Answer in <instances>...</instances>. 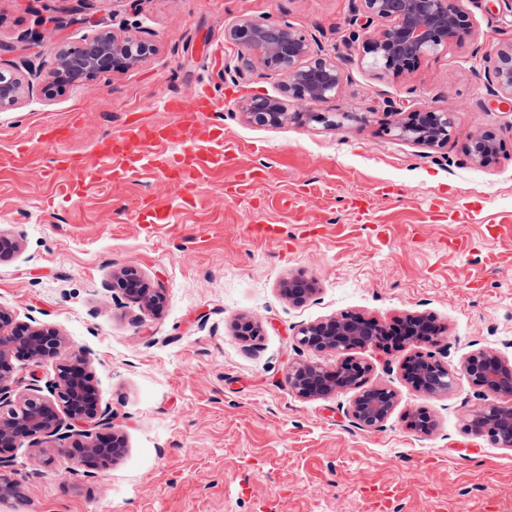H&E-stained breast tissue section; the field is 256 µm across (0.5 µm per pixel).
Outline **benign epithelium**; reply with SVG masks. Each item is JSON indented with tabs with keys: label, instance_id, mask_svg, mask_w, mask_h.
I'll list each match as a JSON object with an SVG mask.
<instances>
[{
	"label": "benign epithelium",
	"instance_id": "7a95c632",
	"mask_svg": "<svg viewBox=\"0 0 512 512\" xmlns=\"http://www.w3.org/2000/svg\"><path fill=\"white\" fill-rule=\"evenodd\" d=\"M358 16L351 25V42H361L360 59L382 78H398L409 73L426 56L448 52V44L462 33L473 32L474 23L461 0H359ZM238 46L236 70L259 67L284 79L288 98L306 108L290 112L278 99L252 97L239 105L247 120L258 126L277 127L290 120L319 122L336 127L341 122L331 112H315L313 107L339 96L343 73L336 57L314 50L301 31L288 24L242 18L227 32ZM154 52L150 42L120 36L110 30H98L75 46L62 48L53 63L43 92L51 97L59 88L87 84L102 72H123ZM495 96L512 103V40L498 45L493 56L484 59ZM33 88L15 73L0 69V112L14 107ZM390 112L399 116L394 137L429 148L448 144L454 128L453 99L439 109H406L393 101ZM497 154L495 136L487 131L475 133L467 145V155L478 166L490 164ZM112 287L146 308L155 310L164 300L162 287L145 288L139 273L125 269L112 274ZM282 293L295 303H303L315 292L313 279L303 274L282 283ZM407 340L420 347H439L440 328L425 312L406 318ZM385 325L377 320L353 314L329 317L301 327L299 345L317 352H332L336 357L360 347H377L386 335ZM23 358L38 366L58 361L56 380L43 388L36 379L15 375L12 360ZM86 354L71 349L64 336L50 327H31L14 322L0 308V466L9 462V454L26 439L39 448L45 443L64 441L58 455L69 463L67 471L77 467L92 469L106 466L122 456L126 448L123 435L112 432L109 438L97 436L91 428L112 427V411L101 407L93 384ZM461 371L469 382L493 400L474 411L467 429L498 448L512 449V361L497 351L478 348L461 362ZM369 366L346 359L329 369L320 363H297L288 369L289 388L306 399H319L346 389H355L349 415L366 430L379 428L397 403L395 391L367 385ZM405 381L427 394L448 392L455 373L430 354H417L406 366ZM87 428L75 432L72 424Z\"/></svg>",
	"mask_w": 512,
	"mask_h": 512
}]
</instances>
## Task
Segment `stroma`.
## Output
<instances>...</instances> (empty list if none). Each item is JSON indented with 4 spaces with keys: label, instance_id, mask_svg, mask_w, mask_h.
Wrapping results in <instances>:
<instances>
[{
    "label": "stroma",
    "instance_id": "stroma-1",
    "mask_svg": "<svg viewBox=\"0 0 512 512\" xmlns=\"http://www.w3.org/2000/svg\"><path fill=\"white\" fill-rule=\"evenodd\" d=\"M464 4L473 34L413 72L380 79L345 64L342 93L322 109L367 120L336 128L249 123L240 102L282 97V79L236 73L238 48L224 32L244 17L288 23L325 52L355 57L348 21L358 0H0V67L21 75L30 64L50 69L60 45L100 28L156 47L126 72L51 98L36 87L0 112V231L20 244L0 259V308L88 354L100 402L127 442L117 462L69 478L54 448L38 454L21 442L6 470L20 494L0 499V512H373L380 490L383 512L512 505V450L467 431L484 395L459 373L480 347L512 359V106L495 102L480 64L512 38V7ZM46 16L65 26L39 42ZM203 87L223 89L224 138L237 152L193 196L147 166L122 179L108 165L50 166L57 153L92 155L130 119L180 125L159 101ZM450 93L460 108L444 148L395 140L387 101L435 107ZM480 130L499 146L486 167L465 152ZM243 168L257 173L246 187ZM146 198L166 223L140 213ZM256 223L276 225V236L253 238ZM452 238L463 243L455 253ZM127 268L163 287L158 314L113 290V273ZM300 272L317 292L296 304L280 288ZM345 312L387 323L433 314L446 335L439 357L456 372L448 393L405 383L406 346L353 352L370 365V383L398 396L378 430L353 423V391L297 397L290 365L336 364L298 348V328ZM241 315L262 334L236 336ZM418 408L433 415L431 434L408 428L404 415Z\"/></svg>",
    "mask_w": 512,
    "mask_h": 512
}]
</instances>
